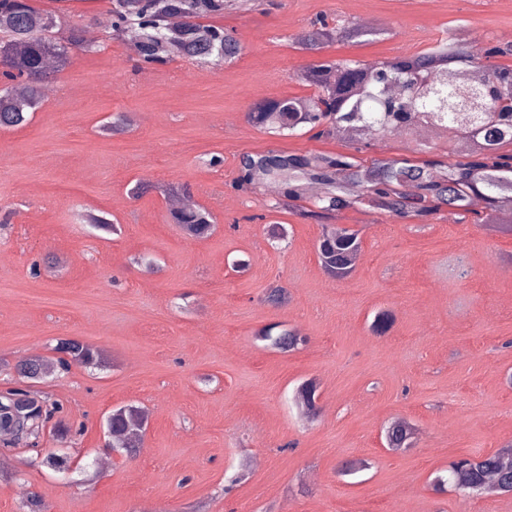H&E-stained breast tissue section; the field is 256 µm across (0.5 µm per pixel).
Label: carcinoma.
<instances>
[{"label":"carcinoma","instance_id":"carcinoma-1","mask_svg":"<svg viewBox=\"0 0 512 512\" xmlns=\"http://www.w3.org/2000/svg\"><path fill=\"white\" fill-rule=\"evenodd\" d=\"M227 5L226 0H112L113 27L132 29L135 49L147 62H163L167 46L176 44L188 58L225 64L238 58L240 42L224 29L202 24L199 19L222 13ZM173 15L184 18L181 27L167 24ZM64 19L65 13L41 11L29 0H0V66L17 76L16 83L0 88L1 128L26 124L40 107L49 75L47 63L62 71L71 62L72 49H94L82 28L71 26L68 35H59ZM381 35L380 30L356 25L331 27L322 21L309 29L302 49L318 51L337 40L359 42ZM504 56H512V46L488 43L473 50L449 38L426 50L401 53L383 62L336 59L307 66L297 74V80L310 86L313 94L252 105L247 112L252 126L280 135H293L306 128L319 137H330L338 130L363 129L377 138L413 134L430 126L450 142H466V152L453 163L380 158L368 165L341 153L246 152L239 157L234 185L243 190L273 184L279 193L276 205L281 207L299 199L305 185L317 184L322 192L315 204L323 215L358 204L405 219L441 209L466 211L482 202L484 223L511 224L512 153L504 154L501 148L512 145V66L495 62ZM330 70L338 73L335 83L325 78ZM394 86L400 88L399 93L391 92ZM131 124L130 115L123 113L104 123L101 130L120 134ZM170 217L190 238H203L212 229L209 212L201 208L172 210ZM362 244L357 230L323 227L316 244L321 268L331 278H347L354 271ZM259 337L282 352L294 351L306 341L299 332H278L274 325L261 329ZM67 344L66 349L55 346V360L30 357L18 361L14 372L32 381L35 375L49 371L61 377L74 366L102 364L99 349L73 339ZM26 395L23 388L0 392V440L16 435V445L35 453L30 464L56 473L71 471L74 461L67 452L41 447L45 436L61 442L69 433L63 422L55 419L63 410L62 404L46 397L38 403L31 398L21 409L15 399ZM317 398L314 382L298 387V403L311 416L318 412ZM106 428L112 437V450L132 459L140 452L141 436L136 430H146L147 417L133 405L121 406L107 416ZM414 435L410 422L394 419L385 429L387 448H408ZM504 453L499 448L448 462V475L434 478V490L450 488L463 495L512 493V462L503 460Z\"/></svg>","mask_w":512,"mask_h":512}]
</instances>
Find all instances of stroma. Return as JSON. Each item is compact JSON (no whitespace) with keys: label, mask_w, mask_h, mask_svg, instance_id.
<instances>
[{"label":"stroma","mask_w":512,"mask_h":512,"mask_svg":"<svg viewBox=\"0 0 512 512\" xmlns=\"http://www.w3.org/2000/svg\"><path fill=\"white\" fill-rule=\"evenodd\" d=\"M111 7L72 0L69 22L96 51L72 50L31 122L0 128V391L19 384L9 363L65 338L109 361L35 386L62 403L88 472L27 467L25 452L0 446V512H20L30 492L45 512H512V495L430 487L450 460L512 441V233L464 211L421 221L357 205L325 218L312 192L279 208L276 188L232 186L240 154L268 149L455 160L459 148L433 130L360 150L304 130L276 137L246 112L310 94L296 75L327 59L379 62L451 36L510 45L512 0H261L209 17L242 46L220 66L178 53L144 61L114 32ZM319 16L373 18L385 34L300 50ZM119 112L134 124L104 135ZM168 182L210 212L208 237L171 223L157 190ZM88 213L118 232L83 223ZM329 223L362 231L345 279L318 261ZM272 288L286 290L282 304L267 302ZM381 310L395 318L383 336L370 328ZM272 323L305 343L267 347L256 334ZM306 379L318 385L313 419L294 400ZM130 404L149 417L126 460L103 422ZM396 418L417 429L399 452L383 437ZM347 461L368 468L340 475Z\"/></svg>","instance_id":"stroma-1"}]
</instances>
